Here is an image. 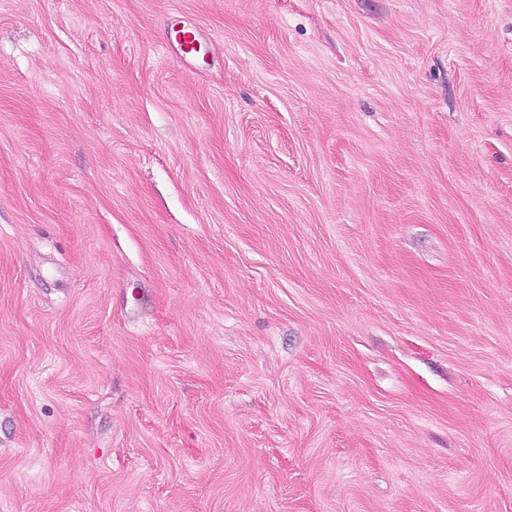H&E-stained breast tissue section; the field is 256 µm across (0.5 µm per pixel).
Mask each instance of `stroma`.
I'll use <instances>...</instances> for the list:
<instances>
[{
  "instance_id": "stroma-1",
  "label": "stroma",
  "mask_w": 512,
  "mask_h": 512,
  "mask_svg": "<svg viewBox=\"0 0 512 512\" xmlns=\"http://www.w3.org/2000/svg\"><path fill=\"white\" fill-rule=\"evenodd\" d=\"M0 512H512V0H0Z\"/></svg>"
}]
</instances>
